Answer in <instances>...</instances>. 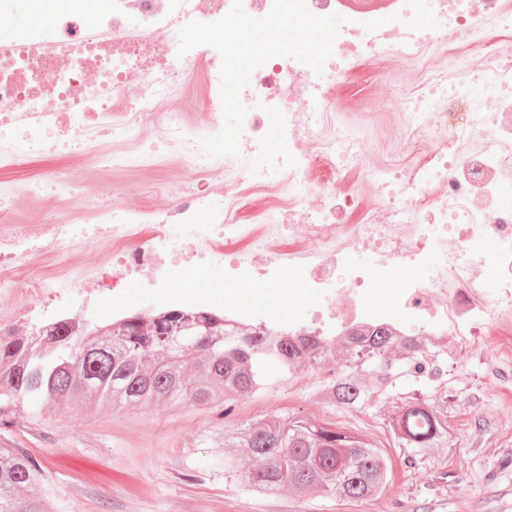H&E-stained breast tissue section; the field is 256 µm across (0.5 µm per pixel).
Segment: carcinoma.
<instances>
[{
	"label": "carcinoma",
	"instance_id": "1",
	"mask_svg": "<svg viewBox=\"0 0 512 512\" xmlns=\"http://www.w3.org/2000/svg\"><path fill=\"white\" fill-rule=\"evenodd\" d=\"M175 330L207 343L168 350ZM395 348L389 335L377 336L373 349L334 386L329 407H363L375 396L388 395L397 369L420 377L427 362L406 352L398 361L385 356ZM266 358L279 359L287 372L305 362L284 337L227 330L207 315L135 316L90 339L67 325L39 340L0 334V428L10 427L13 409L20 405L35 412L44 405L86 399L95 407L121 409L186 396L201 405L222 404L229 415L239 397L268 385ZM392 426L401 442L422 456L447 451L448 426L426 399L403 397ZM231 448L246 449L252 464L243 478L258 494L288 486L298 494L319 491L346 501H374L385 495L392 479L381 449L296 411L274 412L222 433L214 460L224 462L229 473L237 466ZM0 512H44L41 468L13 448H0Z\"/></svg>",
	"mask_w": 512,
	"mask_h": 512
}]
</instances>
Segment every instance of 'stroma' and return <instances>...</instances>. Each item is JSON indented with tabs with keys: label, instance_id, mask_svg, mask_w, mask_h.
<instances>
[{
	"label": "stroma",
	"instance_id": "stroma-1",
	"mask_svg": "<svg viewBox=\"0 0 512 512\" xmlns=\"http://www.w3.org/2000/svg\"><path fill=\"white\" fill-rule=\"evenodd\" d=\"M371 77L370 68L358 67L341 97L368 93L390 104L409 93L405 72L389 75L383 86L372 84ZM51 172L70 174L84 190L103 184L90 158L52 152L0 166V185L33 184ZM495 359L493 345L473 344L448 361L442 386L402 378L357 418L289 396L280 362L269 360V386L240 398L228 419L220 418L216 407L187 398L97 414L50 405L33 415L23 407L9 432H0V448L17 449L40 463L45 512H512V468L499 467L512 453V414L500 403L503 392L512 393V374L492 375ZM416 391L447 420L450 451L414 457L409 465L411 451L390 421L401 397ZM298 409L385 450L393 479L383 499L356 503L318 492L301 496L289 488L260 495L241 476L208 466L221 431Z\"/></svg>",
	"mask_w": 512,
	"mask_h": 512
}]
</instances>
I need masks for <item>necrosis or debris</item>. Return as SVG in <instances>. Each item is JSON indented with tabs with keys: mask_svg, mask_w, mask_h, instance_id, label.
<instances>
[{
	"mask_svg": "<svg viewBox=\"0 0 512 512\" xmlns=\"http://www.w3.org/2000/svg\"><path fill=\"white\" fill-rule=\"evenodd\" d=\"M232 4L112 0L96 13L74 0L33 28L0 0V163L59 151L92 156L108 176L181 174L140 198L95 200L64 173L0 187V334L67 322L92 335L82 309L109 308L120 323L136 313L135 288L167 295L146 316L206 313L301 346L313 370L291 380L292 396L335 383L334 343L352 364L379 331L438 359L494 343L512 367V0H391L350 17L322 73L283 56L254 70L240 157H209L199 140L223 124L217 51L179 53V30ZM361 58L380 76L415 67L396 156L356 153L336 124L337 89ZM352 167L369 196L347 188ZM251 196L263 205L240 221ZM75 251L82 264L69 263ZM202 270L243 293L286 289L306 314L189 290ZM53 305L61 313L36 315Z\"/></svg>",
	"mask_w": 512,
	"mask_h": 512,
	"instance_id": "obj_1",
	"label": "necrosis or debris"
}]
</instances>
